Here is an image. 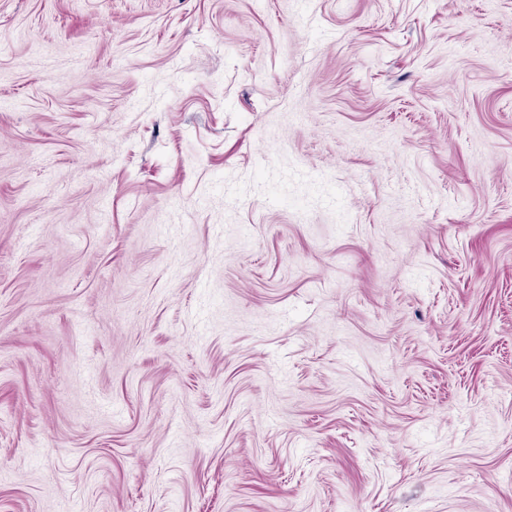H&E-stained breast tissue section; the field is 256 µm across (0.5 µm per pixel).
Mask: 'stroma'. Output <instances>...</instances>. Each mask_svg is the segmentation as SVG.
Masks as SVG:
<instances>
[{"label":"stroma","mask_w":512,"mask_h":512,"mask_svg":"<svg viewBox=\"0 0 512 512\" xmlns=\"http://www.w3.org/2000/svg\"><path fill=\"white\" fill-rule=\"evenodd\" d=\"M0 512H512V0H0Z\"/></svg>","instance_id":"stroma-1"}]
</instances>
